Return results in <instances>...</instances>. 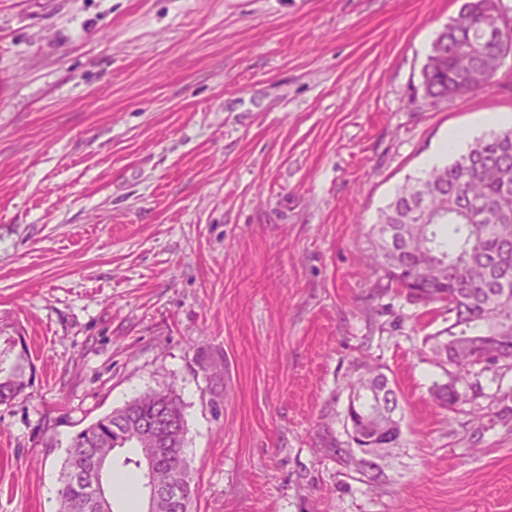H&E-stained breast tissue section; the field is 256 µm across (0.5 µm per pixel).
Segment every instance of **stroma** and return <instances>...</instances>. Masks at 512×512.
Here are the masks:
<instances>
[{"label":"stroma","mask_w":512,"mask_h":512,"mask_svg":"<svg viewBox=\"0 0 512 512\" xmlns=\"http://www.w3.org/2000/svg\"><path fill=\"white\" fill-rule=\"evenodd\" d=\"M465 0H0V512H57L74 431L174 387L190 512H512V359L458 384L446 327L372 264L406 178L512 113V57L431 104ZM376 364L402 442L362 465L350 381ZM114 512H145L136 468ZM21 352L8 363V358L2 357L0 352V404L11 403L21 395L31 380L26 378V367L24 343Z\"/></svg>","instance_id":"stroma-1"}]
</instances>
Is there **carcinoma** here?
I'll list each match as a JSON object with an SVG mask.
<instances>
[{"label": "carcinoma", "instance_id": "cac0c4a2", "mask_svg": "<svg viewBox=\"0 0 512 512\" xmlns=\"http://www.w3.org/2000/svg\"><path fill=\"white\" fill-rule=\"evenodd\" d=\"M501 0H468L459 17L448 23L431 46L423 69L426 97L434 103L456 97L459 85L474 83L473 92L485 91L481 76L494 77L498 56L512 50V35L494 29L490 10ZM377 256L388 280L407 291L410 300L425 305L446 304L448 326L426 336H445L447 364L453 366V382L434 384L437 406L454 410L460 402L455 383L466 380L473 368L512 359V128L474 138L452 161L432 167L424 176L409 178L383 208L372 225ZM423 275L413 277L417 268ZM27 360L19 353L13 361L0 356V404L21 395L31 380ZM374 381L360 377L353 383L357 407L348 416L369 417L381 425L384 413L399 404L395 389L375 392ZM136 416L165 426L140 438L134 446L137 458L123 465L143 468L142 451L161 443L163 461L153 474H141L146 499L154 512H175L155 488L182 480L191 484L184 459L186 423L182 404L174 391L147 392L99 416L71 438L61 466L58 512H103L91 485L76 480L93 459L107 462L101 487L112 501V459L124 447L116 430L121 421ZM368 445L378 455L400 445L396 430H373Z\"/></svg>", "mask_w": 512, "mask_h": 512}]
</instances>
